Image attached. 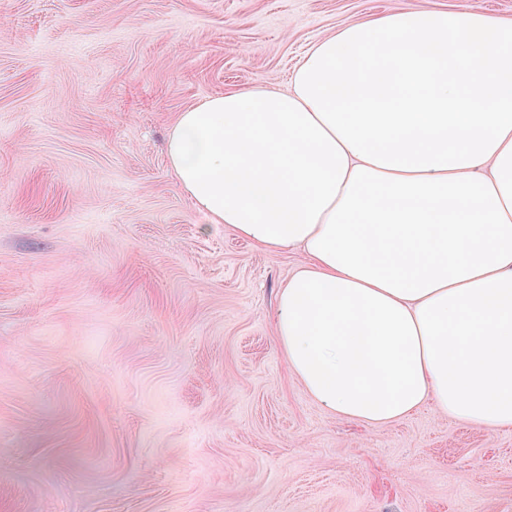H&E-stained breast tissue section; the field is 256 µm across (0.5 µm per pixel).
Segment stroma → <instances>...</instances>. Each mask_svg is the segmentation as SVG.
Here are the masks:
<instances>
[{"label":"stroma","mask_w":512,"mask_h":512,"mask_svg":"<svg viewBox=\"0 0 512 512\" xmlns=\"http://www.w3.org/2000/svg\"><path fill=\"white\" fill-rule=\"evenodd\" d=\"M512 0H0V512H512V428L318 406L277 345L304 254L208 223L165 141L405 7Z\"/></svg>","instance_id":"stroma-1"}]
</instances>
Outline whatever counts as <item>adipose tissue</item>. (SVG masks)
I'll return each instance as SVG.
<instances>
[{
	"label": "adipose tissue",
	"mask_w": 512,
	"mask_h": 512,
	"mask_svg": "<svg viewBox=\"0 0 512 512\" xmlns=\"http://www.w3.org/2000/svg\"><path fill=\"white\" fill-rule=\"evenodd\" d=\"M167 154L211 223L304 251L275 331L317 404L512 428V21L406 8L341 27L289 88L180 113Z\"/></svg>",
	"instance_id": "obj_1"
}]
</instances>
